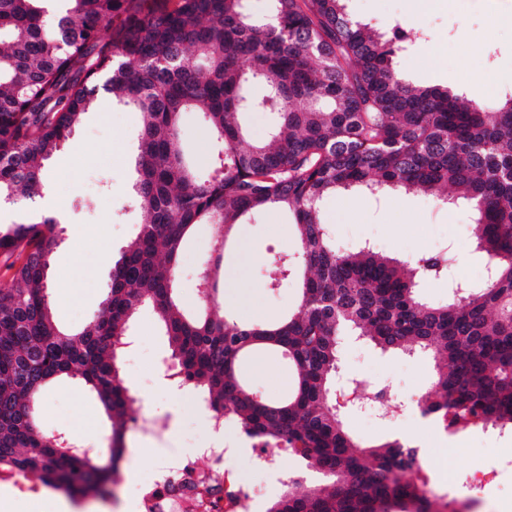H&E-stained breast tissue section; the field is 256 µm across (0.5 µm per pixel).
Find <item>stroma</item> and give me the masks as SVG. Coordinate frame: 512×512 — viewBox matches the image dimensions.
Listing matches in <instances>:
<instances>
[{"label": "stroma", "mask_w": 512, "mask_h": 512, "mask_svg": "<svg viewBox=\"0 0 512 512\" xmlns=\"http://www.w3.org/2000/svg\"><path fill=\"white\" fill-rule=\"evenodd\" d=\"M504 0H434L433 9L408 15L405 0H348L349 11L361 22L385 30L399 27L412 44L401 58L408 80L415 86H445L468 99L490 103L493 89L483 76L494 69L503 78L512 77V24L504 23L498 7ZM142 119L132 108L115 101L97 103L84 116L72 140L48 163L49 194L61 221L58 244L53 250L48 282L57 320L68 327H83L100 309L112 271L101 262L104 250L113 255L138 234L142 215L133 207L132 185L137 177L136 158ZM322 222L329 224L337 246L351 250L370 242L379 252L405 260L449 242L455 248L453 270L477 277L482 257L473 247V211L470 206L447 208L421 194L391 193L379 198L358 192H343L321 205ZM294 219L270 209L241 225L234 248L224 254V287L219 312L238 321L273 319L298 303V285L283 282L271 291L265 283L271 273V256L291 245ZM217 236L214 226L203 224L187 243L180 262L179 285L187 311L202 305L199 274L207 266ZM136 342L137 363L124 368L127 383L148 377L150 409L169 415L170 428L154 437L128 430L126 448L136 449L135 478L144 480L159 463V449L183 448L198 432L193 418L180 409V397L161 390L151 375L164 370L171 351L161 332L158 317L150 308L140 309L130 330ZM341 368L367 388L388 387L391 393L414 405L431 385L434 369L428 356H407L380 351L364 341H343ZM254 391L267 398L284 395L291 382L286 361L256 353L240 366ZM41 424L49 432H64L80 425L88 433L110 435V421L98 402L74 379H64L47 392ZM350 433L362 441H380L407 434L430 450L438 479L448 473H463L491 462L493 451L507 447L496 431L474 429L454 439L429 428L413 416L387 420L384 415L349 413ZM289 470L307 485L318 476L306 469L288 450L277 451L266 471L246 469V477L265 488L267 498L281 490L275 473Z\"/></svg>", "instance_id": "obj_1"}]
</instances>
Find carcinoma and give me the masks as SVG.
<instances>
[{
    "instance_id": "obj_1",
    "label": "carcinoma",
    "mask_w": 512,
    "mask_h": 512,
    "mask_svg": "<svg viewBox=\"0 0 512 512\" xmlns=\"http://www.w3.org/2000/svg\"><path fill=\"white\" fill-rule=\"evenodd\" d=\"M0 0V199L20 217L0 226V468L36 474L72 497L112 496L132 403L119 366L136 311L158 313L174 374L216 415L265 447L286 448L332 481L300 494L297 478L266 512H457L424 490L423 465L398 440L366 445L336 410L347 336L433 361L425 412L449 427L512 430V90L497 111L447 87H414L398 57L407 36L374 31L347 0ZM143 117L133 204L144 215L112 266L106 296L83 328L54 315L47 283L58 220L39 211L46 162L70 140L100 83ZM198 112L222 146L213 174L188 159L180 116ZM269 112L263 142L244 117ZM338 190L378 197L422 193L474 210V243L490 267L472 284L448 277V299L420 288L447 277L452 257L407 262L364 243L336 247L319 206ZM275 206L292 214L295 241L273 256L280 281L300 283L292 314L240 325L182 312L177 272L200 224L219 226L203 305L217 303L231 234ZM257 351L288 360L280 399L257 395L239 365ZM78 378L112 421L107 446L57 438L40 424L51 383Z\"/></svg>"
}]
</instances>
